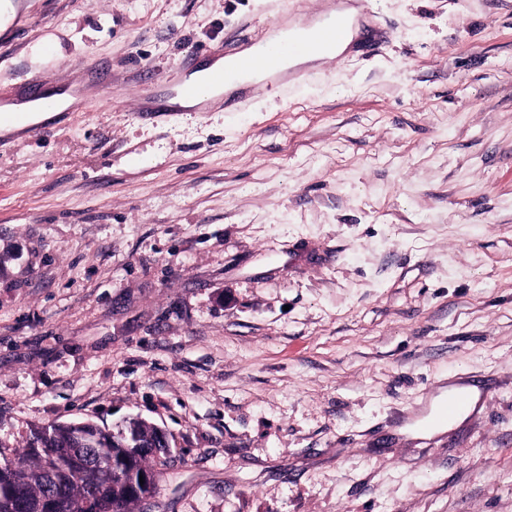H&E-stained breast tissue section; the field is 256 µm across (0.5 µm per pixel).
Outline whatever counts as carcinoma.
<instances>
[{"label":"carcinoma","instance_id":"carcinoma-1","mask_svg":"<svg viewBox=\"0 0 512 512\" xmlns=\"http://www.w3.org/2000/svg\"><path fill=\"white\" fill-rule=\"evenodd\" d=\"M78 428L63 422L34 429L23 448L0 462V512H42L43 502L56 495L65 512H87L94 500L98 512H135L142 500L160 494L156 467L161 463L156 428L132 420L112 432L101 428L88 446L77 441ZM131 465L148 478L139 493L130 492L128 474L106 468Z\"/></svg>","mask_w":512,"mask_h":512}]
</instances>
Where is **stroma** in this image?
Here are the masks:
<instances>
[{
	"instance_id": "obj_1",
	"label": "stroma",
	"mask_w": 512,
	"mask_h": 512,
	"mask_svg": "<svg viewBox=\"0 0 512 512\" xmlns=\"http://www.w3.org/2000/svg\"><path fill=\"white\" fill-rule=\"evenodd\" d=\"M11 2L0 106L77 97L0 133V459L139 418L137 512H512V0ZM344 3L308 83L169 105L191 48ZM347 20L343 35L336 42L329 44L324 51L319 53H299L291 55L283 62L282 69L288 67L306 66L308 69H317L320 62L328 57L338 56L346 52L360 37L361 28L358 22L359 11L356 7L350 6L340 11ZM455 393H464L468 396L469 405L465 411H463L466 408L465 397L462 395L450 396L445 402L444 407L440 413V418L445 419L446 421H448V423L436 424L432 426L429 431H427L430 428L431 422L424 418H418L414 421V425L419 430L427 432H420L414 427L413 424H405L404 426L399 428V433L408 439H429L432 436L445 431L449 426L461 422L464 418H466L469 412L473 411L474 408L477 406L480 393L476 387L456 385H452L449 387H440L438 389V393L428 402L426 411H431L438 401L439 403L442 404L446 396ZM461 411L463 412L456 415ZM454 415L456 416L448 420V418Z\"/></svg>"
}]
</instances>
